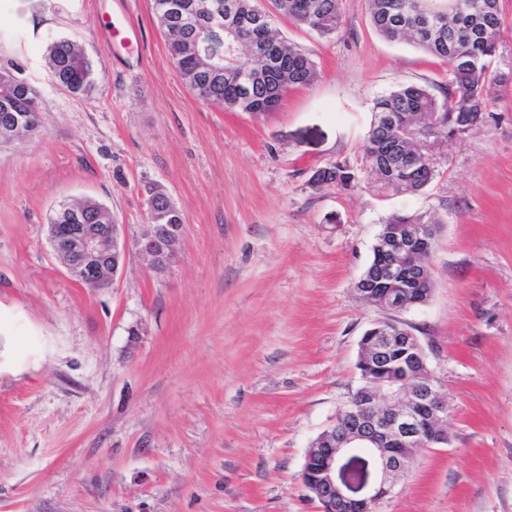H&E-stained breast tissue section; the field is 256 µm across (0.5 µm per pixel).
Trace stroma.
Here are the masks:
<instances>
[{
	"instance_id": "1",
	"label": "stroma",
	"mask_w": 512,
	"mask_h": 512,
	"mask_svg": "<svg viewBox=\"0 0 512 512\" xmlns=\"http://www.w3.org/2000/svg\"><path fill=\"white\" fill-rule=\"evenodd\" d=\"M341 15L330 39L278 16L318 78L255 115L186 87L151 0H0V67L43 126L0 148V512H319L306 452L392 317L447 394L448 443L378 512H512V87L423 192L383 190L360 170L374 99L439 92L448 66L376 33L367 0ZM58 38L90 58L87 92L54 82ZM341 160L356 188L311 187ZM157 184L184 223L170 270L132 250L111 287L76 282L48 241L59 204L95 199L134 239ZM395 213L439 231L429 301L392 315L355 283Z\"/></svg>"
}]
</instances>
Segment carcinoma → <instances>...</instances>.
<instances>
[{"instance_id": "obj_1", "label": "carcinoma", "mask_w": 512, "mask_h": 512, "mask_svg": "<svg viewBox=\"0 0 512 512\" xmlns=\"http://www.w3.org/2000/svg\"><path fill=\"white\" fill-rule=\"evenodd\" d=\"M276 10L308 27L323 38H332L341 24V0H273ZM464 11L451 17L440 29L422 26L421 9L430 6L445 13L448 0H369L370 20L377 33L388 40L407 39L428 54L448 62V85L443 98L417 85H401L375 99L373 120L367 132L362 158L376 157V167L362 169L377 178L385 189L419 193L436 178V169L415 164L406 158L417 141L428 133L446 137L468 129L486 117L497 89L512 81V73H493L499 53L503 18L500 0H461ZM156 19L166 31V45L182 79L192 85V76L205 66L232 70L243 62L241 52L224 45L205 60L189 49L182 33L167 31L168 17L157 12ZM270 33V51L282 60V70L268 76L255 88L250 103L237 106L240 88L235 80L216 75L196 90L206 103L252 114L275 109L290 87L309 86L317 78L315 62L302 50L279 37L276 27ZM47 65L53 79L67 90L80 94L88 90L92 64L74 40L59 38L47 49ZM0 123L19 125L22 133L40 128L38 93L11 71L0 69ZM357 173L345 161H336L315 171L311 185L317 189L334 184L347 189L355 186ZM79 214H56L54 224H107L108 209L87 199Z\"/></svg>"}]
</instances>
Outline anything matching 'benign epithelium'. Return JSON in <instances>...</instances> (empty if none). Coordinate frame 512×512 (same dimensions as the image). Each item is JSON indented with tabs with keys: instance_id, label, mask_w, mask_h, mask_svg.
Returning a JSON list of instances; mask_svg holds the SVG:
<instances>
[{
	"instance_id": "1",
	"label": "benign epithelium",
	"mask_w": 512,
	"mask_h": 512,
	"mask_svg": "<svg viewBox=\"0 0 512 512\" xmlns=\"http://www.w3.org/2000/svg\"><path fill=\"white\" fill-rule=\"evenodd\" d=\"M251 51L265 71L279 67L262 40H254ZM159 200L177 211L163 188L153 187L145 199L148 229L133 241L123 225L113 221L51 224L50 244L71 275L85 285L108 287L132 247L163 274L176 258L184 224L154 223L152 211ZM433 228L403 224L395 234L378 238L374 248L388 257L383 276L391 288L380 294L363 274L355 283L357 293L383 310L408 309L415 289L432 287L426 260L432 252L430 239L436 235ZM358 363L367 386L355 392L336 422L313 441L302 468L303 486L319 502L321 512H377L412 470L419 449L448 443V434L442 431L447 395L436 385L424 347L411 330L396 323H374L360 339Z\"/></svg>"
}]
</instances>
